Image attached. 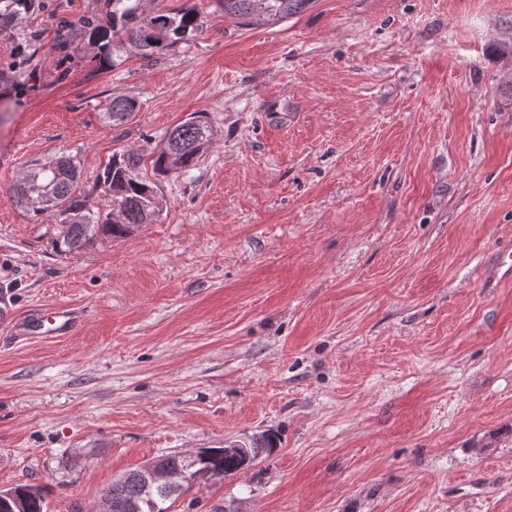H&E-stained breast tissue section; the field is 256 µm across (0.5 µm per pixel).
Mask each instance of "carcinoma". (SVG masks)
Segmentation results:
<instances>
[{"instance_id":"carcinoma-1","label":"carcinoma","mask_w":512,"mask_h":512,"mask_svg":"<svg viewBox=\"0 0 512 512\" xmlns=\"http://www.w3.org/2000/svg\"><path fill=\"white\" fill-rule=\"evenodd\" d=\"M34 0H0V22L12 21L33 7ZM141 0H112V20L109 25H95L85 21L72 26L71 38L79 41L112 42V52L117 53L127 45L134 46L141 57L155 54L188 40V36L202 26L201 15L194 9L176 13L157 12L145 15L140 11ZM309 0H219L224 13L244 19L246 24L264 18L279 20L299 12ZM136 110V102L123 97L111 100L106 116L115 124L126 120ZM212 128L206 117L189 115L169 134L160 148L152 166L160 175L172 172L187 173L195 168L203 154L212 145ZM142 158L137 154L115 155L101 174L98 183L112 197V212L101 215L95 212L89 197L78 191L80 171L73 158L61 156L46 163L34 162L13 188L17 201L36 215L54 212L61 223L72 225L71 234L54 240L55 248L71 254L94 243L103 236L113 240L130 236L146 224L154 222L158 209L155 184L141 175ZM273 447V439L262 436V441L252 440L243 453L226 454L222 448H204L193 456L162 455L166 466L177 469L188 467L199 477L209 476V471H220L225 476L236 474L245 462H253L257 448ZM7 497L0 498V512H48L44 487L19 483L5 489ZM102 496L110 498L112 506H124L131 501L149 499L156 512H168L164 504L179 497L165 488L149 490L127 478L114 481Z\"/></svg>"}]
</instances>
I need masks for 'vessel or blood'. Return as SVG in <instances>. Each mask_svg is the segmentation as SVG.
I'll return each mask as SVG.
<instances>
[{
    "label": "vessel or blood",
    "mask_w": 512,
    "mask_h": 512,
    "mask_svg": "<svg viewBox=\"0 0 512 512\" xmlns=\"http://www.w3.org/2000/svg\"><path fill=\"white\" fill-rule=\"evenodd\" d=\"M79 316L70 309H35L19 315L7 293H0V326L15 336H69L79 325Z\"/></svg>",
    "instance_id": "b4317fda"
}]
</instances>
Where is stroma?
<instances>
[{"label": "stroma", "instance_id": "1", "mask_svg": "<svg viewBox=\"0 0 512 512\" xmlns=\"http://www.w3.org/2000/svg\"><path fill=\"white\" fill-rule=\"evenodd\" d=\"M188 43L115 65L61 26L112 0H34L0 26V286L73 335L0 329V488L99 512L137 465L274 434L169 512H512V0H309L243 25L217 0ZM510 47L500 55L501 47ZM136 100L106 123L112 98ZM206 115L212 146L156 177L155 223L56 252L13 193L76 158L151 162Z\"/></svg>", "mask_w": 512, "mask_h": 512}]
</instances>
